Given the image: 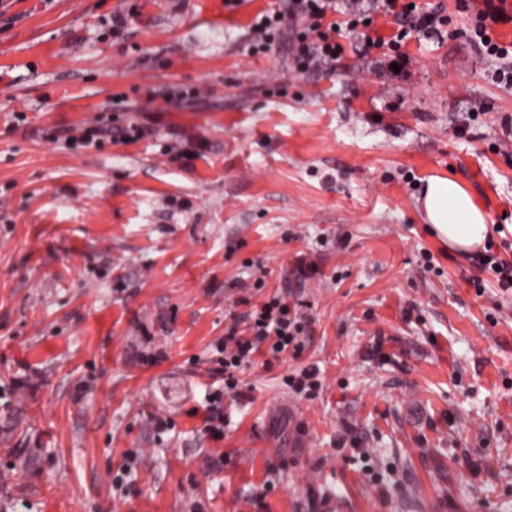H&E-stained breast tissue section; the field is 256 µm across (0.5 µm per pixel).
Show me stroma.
I'll return each mask as SVG.
<instances>
[{
  "instance_id": "35a3bbf8",
  "label": "stroma",
  "mask_w": 512,
  "mask_h": 512,
  "mask_svg": "<svg viewBox=\"0 0 512 512\" xmlns=\"http://www.w3.org/2000/svg\"><path fill=\"white\" fill-rule=\"evenodd\" d=\"M282 7L0 0V512H512V294L416 208L457 179L512 260V87L460 35L393 74L342 13L294 70L255 48ZM275 294L309 332L213 439L214 346ZM317 376L318 373L315 368H304L300 373L289 376L287 378V385L297 394L304 393L310 395L318 388L319 381Z\"/></svg>"
}]
</instances>
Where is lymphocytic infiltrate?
<instances>
[{"mask_svg":"<svg viewBox=\"0 0 512 512\" xmlns=\"http://www.w3.org/2000/svg\"><path fill=\"white\" fill-rule=\"evenodd\" d=\"M413 0H371L369 8L351 5L347 29L359 45L383 48L381 60L385 64L406 67L410 61L402 46L409 33H423L434 37L441 34L450 22L441 10L414 8ZM507 0H483V7L475 12L466 30L471 49L490 63L492 82L512 87V42L501 41L496 25L512 24V12ZM336 0H287L283 11L266 17L254 26L260 45L274 42L282 33V22H290L293 35L289 50L293 63L300 71H320L329 68L343 47L337 43L335 25L326 24L329 13L335 12ZM392 16L398 23L391 39L372 36L370 29L375 16ZM249 330L241 332L238 320H230L224 328L223 338L216 344L213 358L214 374L223 376V389L209 394L205 429L212 438H220L228 424L224 416L225 393L241 394L239 375L256 356L272 360L280 358L288 349L300 348L301 338L310 324L309 317L299 305L289 303L286 297L274 295L254 306L248 314Z\"/></svg>","mask_w":512,"mask_h":512,"instance_id":"lymphocytic-infiltrate-1","label":"lymphocytic infiltrate"}]
</instances>
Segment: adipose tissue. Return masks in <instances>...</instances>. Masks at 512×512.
Listing matches in <instances>:
<instances>
[{
    "instance_id": "1",
    "label": "adipose tissue",
    "mask_w": 512,
    "mask_h": 512,
    "mask_svg": "<svg viewBox=\"0 0 512 512\" xmlns=\"http://www.w3.org/2000/svg\"><path fill=\"white\" fill-rule=\"evenodd\" d=\"M419 202L430 233L450 252L466 254L484 249L491 236L490 226L460 182L431 177L421 190Z\"/></svg>"
}]
</instances>
